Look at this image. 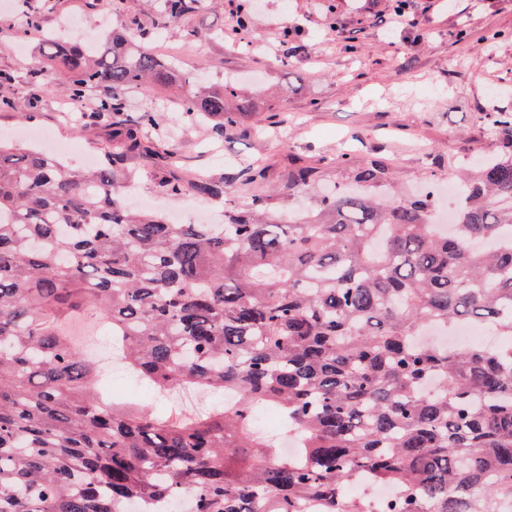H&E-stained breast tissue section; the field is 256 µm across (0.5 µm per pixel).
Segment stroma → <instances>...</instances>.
Wrapping results in <instances>:
<instances>
[{
    "mask_svg": "<svg viewBox=\"0 0 512 512\" xmlns=\"http://www.w3.org/2000/svg\"><path fill=\"white\" fill-rule=\"evenodd\" d=\"M239 2L205 0L161 27L157 0H122L118 8L108 0H28V8L42 12L46 30L74 20L100 44L139 20L136 41L208 84L237 81L256 104V113L217 138L208 126L182 118L176 90L125 91L132 112L158 111L161 145L176 153L168 169L150 154L125 158L129 191L152 198L155 212L189 218L199 209L207 223L220 224L225 209H249L254 187L244 180L224 200L175 198L159 182L184 169L217 180L255 162L266 166L267 186L280 189L288 178L284 140L313 164L342 152L383 158L411 188L447 175L449 164L500 151L486 116L512 112V0H414L421 23L405 33L387 32L379 22L392 0H261L250 28L235 36ZM22 20L19 7H0V70L17 79L0 85V99L41 84L38 40L19 38ZM335 20L344 37L333 33ZM287 29L296 31L300 46L290 56L282 45ZM189 30L197 38H186ZM463 30L468 40H458ZM63 102L61 94L41 93L24 120L0 110V137L25 127L47 133L76 145L68 161L77 167L85 156L101 160L117 152L104 128L76 130L61 112Z\"/></svg>",
    "mask_w": 512,
    "mask_h": 512,
    "instance_id": "stroma-1",
    "label": "stroma"
}]
</instances>
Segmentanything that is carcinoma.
I'll return each mask as SVG.
<instances>
[{
    "instance_id": "1",
    "label": "carcinoma",
    "mask_w": 512,
    "mask_h": 512,
    "mask_svg": "<svg viewBox=\"0 0 512 512\" xmlns=\"http://www.w3.org/2000/svg\"><path fill=\"white\" fill-rule=\"evenodd\" d=\"M178 21L201 0H160ZM43 89L81 103L105 94L90 125L125 150L148 149L152 111L120 96L176 86L183 114L216 136L250 112L238 87L204 86L129 34L89 49L42 36ZM489 123L512 143V113ZM115 156L85 170L0 139V512H125L193 495L191 512H377L345 496L362 480L399 496L382 512H499L512 501V151L456 173L451 233L430 221L425 191H395L370 159L325 172L296 163L283 193L302 222L265 219L266 171L247 214L172 224L123 203ZM236 178H164L163 191L222 198ZM101 321L125 373L159 393L232 392L235 404L172 417L145 402L106 401L103 365L65 332ZM494 325L493 350L422 343L428 327ZM440 384L433 395L428 381ZM274 406L299 440L292 456L257 435L253 409Z\"/></svg>"
}]
</instances>
